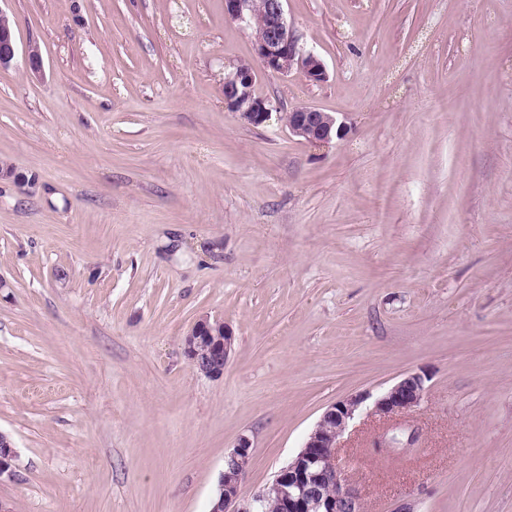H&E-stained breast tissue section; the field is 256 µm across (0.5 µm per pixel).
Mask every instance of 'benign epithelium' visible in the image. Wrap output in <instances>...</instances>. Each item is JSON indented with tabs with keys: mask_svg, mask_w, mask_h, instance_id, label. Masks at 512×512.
<instances>
[{
	"mask_svg": "<svg viewBox=\"0 0 512 512\" xmlns=\"http://www.w3.org/2000/svg\"><path fill=\"white\" fill-rule=\"evenodd\" d=\"M284 2L265 0V20L254 35L260 67L281 76L298 69L312 83L325 81L324 62L300 44L288 24ZM224 15L251 30L255 0H224ZM16 54L11 18L0 9V68L10 65ZM256 79V69L245 63L233 66L224 76V107L254 127L265 124L275 109L269 99L255 93ZM287 115L289 132L313 145L341 140L349 134L345 121L311 106H296ZM182 345L184 357L193 369L207 377L219 378L224 374L233 336L224 322L203 316L184 336ZM424 382L418 373L403 376L374 401V414L390 420L418 406L424 395ZM365 400L366 395L356 394L331 404L323 412L304 446L270 483L277 491L279 512H363L358 496L341 479L336 454L339 437ZM14 457L11 438L0 432V476L11 471ZM250 459V440L242 437L224 456V470L210 512H264L268 489L250 497L243 492L242 482Z\"/></svg>",
	"mask_w": 512,
	"mask_h": 512,
	"instance_id": "1",
	"label": "benign epithelium"
}]
</instances>
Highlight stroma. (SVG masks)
Returning a JSON list of instances; mask_svg holds the SVG:
<instances>
[{
	"label": "stroma",
	"instance_id": "obj_1",
	"mask_svg": "<svg viewBox=\"0 0 512 512\" xmlns=\"http://www.w3.org/2000/svg\"><path fill=\"white\" fill-rule=\"evenodd\" d=\"M0 477L10 512H209L251 442L268 486L332 403L365 512H512V0H286L326 81L258 73L263 126L224 107L255 60L224 0H0ZM307 105L350 134L314 146ZM224 320V374L183 337ZM392 432L396 455L376 448ZM10 21V16L0 9V68L10 65L17 54V45ZM285 121L289 132L313 145L344 139L349 134L347 123L336 114L322 112L311 106H296L289 110ZM424 382V377L418 373L406 374L374 401V414L391 420L404 411L417 407L424 395Z\"/></svg>",
	"mask_w": 512,
	"mask_h": 512
}]
</instances>
